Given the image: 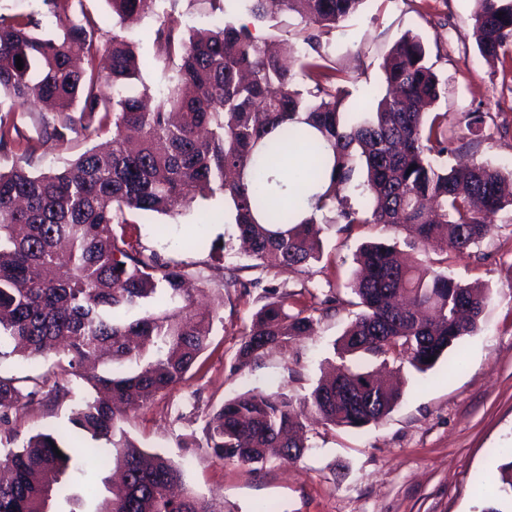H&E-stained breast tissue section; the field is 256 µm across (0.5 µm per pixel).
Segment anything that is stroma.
<instances>
[{
  "label": "stroma",
  "mask_w": 512,
  "mask_h": 512,
  "mask_svg": "<svg viewBox=\"0 0 512 512\" xmlns=\"http://www.w3.org/2000/svg\"><path fill=\"white\" fill-rule=\"evenodd\" d=\"M86 13L105 31L119 29L132 41L143 65L129 91L158 97L167 92L171 65L158 60L154 33L167 14L183 29H202L221 20L249 25L258 39L267 28L238 8L211 10L207 0H155L140 21L117 24L106 0H83ZM475 0H366L363 8L323 36L332 66L343 71L344 109L366 112L385 93L382 65L404 34L419 37L442 94L436 111L447 113L448 128L467 135L472 114L483 118L480 140L468 153L448 156L457 162L484 163L512 170V73L480 53L473 29ZM47 112L35 105L14 113L20 131L37 142L28 160L41 173L74 160L91 143L79 126L63 140H45ZM138 231L148 250L163 258L205 270L221 280L230 268L242 276L262 277L265 285L288 296L290 306L306 309L314 329L274 349L244 369L235 354L260 304L254 297L207 291L195 308L218 307L210 345L185 379L127 413L122 426L141 448L161 453L185 469V483L199 495L224 505L226 512H483L497 495L504 449L512 448V211L500 212L491 235L459 257L446 272L464 284L490 289L491 300L479 330L464 337L466 361L457 371L440 362L425 374L403 367L394 377L402 399L375 424L345 429L310 420L307 446L298 460L247 465L216 457L205 446L202 428L225 399L248 390L279 392L293 399L309 396L334 358V343L354 320L348 282L361 243L390 238L376 224L324 225L323 255L302 267L266 264L253 268L237 238L224 197L197 199L176 216L153 214ZM55 401L37 399L23 411L19 440L58 428L88 396L78 379Z\"/></svg>",
  "instance_id": "35a3bbf8"
}]
</instances>
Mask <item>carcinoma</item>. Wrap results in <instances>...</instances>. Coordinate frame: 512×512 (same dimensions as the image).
Listing matches in <instances>:
<instances>
[{
  "label": "carcinoma",
  "instance_id": "1",
  "mask_svg": "<svg viewBox=\"0 0 512 512\" xmlns=\"http://www.w3.org/2000/svg\"><path fill=\"white\" fill-rule=\"evenodd\" d=\"M58 21L46 36L34 12L0 13V94L8 111L47 103L46 137L78 123L88 140L109 137L55 170L34 174L25 162L36 146L16 124L0 119V151L17 156L0 170V336L31 359L54 354L51 370L34 377L0 375V441H14V423L41 393L59 397L60 382L84 380L135 411L181 381L206 350L218 312H197L184 284L208 283L202 272L145 253L127 231L133 216L169 214L198 196L224 195L249 257L272 254L286 266L320 258L322 227L295 223L303 191L327 224H381L433 251L462 255L490 235L494 218L512 208V172L486 164L448 167L438 159L472 142L448 135V113L429 108L441 93L416 36H403L383 63L390 93L376 109L351 118L341 76L328 64L320 37L354 15L364 0H238L252 19L293 34L310 52L280 39L266 51L245 27L229 21L184 32L169 16L155 30L157 55L178 59L165 95L148 108L126 94L138 74L134 47L107 35L82 0H42ZM119 19L151 11L153 0H107ZM480 52L505 62L512 45V0H476ZM24 66L17 69L16 57ZM298 65L299 89L285 60ZM112 85V94L101 85ZM79 113L75 118L72 113ZM321 137L315 138L308 127ZM354 185L360 208L339 197ZM397 239L367 242L356 253L348 287L361 311L337 341L334 375L299 401L247 391L209 414L207 447L223 460L264 464L300 458L298 435L311 418L358 429L383 419L401 394L352 364L368 355L420 373L448 359L463 364L460 340L479 329L490 289L462 284L427 264L406 266ZM138 312L134 320L127 315ZM313 318L290 312L288 295L264 303L236 354L245 367L302 336ZM112 360L148 359L133 374L94 372ZM431 362H425V359ZM70 423L102 448L65 445L64 429L38 432L0 450V512H224L184 487L180 464L149 454L105 401L87 399ZM112 457L122 476L103 479L98 493L86 476L87 454ZM499 492L512 500V460L501 465Z\"/></svg>",
  "mask_w": 512,
  "mask_h": 512
}]
</instances>
